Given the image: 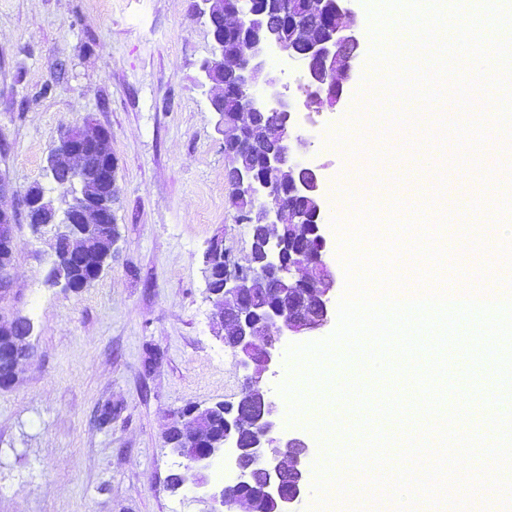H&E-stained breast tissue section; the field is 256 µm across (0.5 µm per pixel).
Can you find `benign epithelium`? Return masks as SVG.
<instances>
[{
    "label": "benign epithelium",
    "mask_w": 512,
    "mask_h": 512,
    "mask_svg": "<svg viewBox=\"0 0 512 512\" xmlns=\"http://www.w3.org/2000/svg\"><path fill=\"white\" fill-rule=\"evenodd\" d=\"M295 0H266L262 13L234 7L236 24L245 34L243 60L235 72V86L240 109L251 116L264 113L274 118L270 135L250 131L251 141L264 156V164L272 179L257 182L250 171L238 165L234 141L237 134L228 129L224 116V92L218 89L216 74L224 69L223 43L213 39L212 56L199 66L198 83L215 90L210 106L216 114V131L224 136V154L229 161L225 179L236 196L247 198L257 205L264 228L260 249L262 264H244L231 256L224 260V290L214 296V305L221 323L232 327V335L223 336L224 345L234 351L236 364L243 374V394L234 401H219L208 406H190L172 417L174 430L192 429L197 422L219 411L224 415V432L218 438H208L197 448H175L173 452L185 460L183 479L197 488L210 489V499L216 505L213 512H297L308 486L310 458L307 444L299 437H290L281 428L280 410L271 398L265 377L276 366L281 340L292 334L303 336L326 325L330 318L331 296L335 278L326 262L328 244L315 224L321 214L322 179L316 167H300L297 159L306 148L301 137L291 138V129L301 108L309 109L317 101L323 81L343 71L349 72L357 57L360 42L358 25L350 21L352 12L336 0L337 10L347 22L330 28L319 39L297 45L283 36L274 19L293 11ZM196 13L213 21L224 12L223 0H194ZM284 58L302 67L306 82L299 98L282 92L277 82L266 75L272 60ZM63 148L52 152L48 162V177L56 179V168L67 172L59 183L64 196L72 198L61 220L52 228L53 251L63 257L62 269L53 268L49 276L58 284L72 289L71 271L90 273L103 270L100 258L103 251L114 245L112 226L115 224L112 206L97 202L91 190L113 183L115 173L108 162H102L88 174L87 163L101 159L112 145V133L86 118L82 124L68 129L61 141ZM301 169L306 179L293 185L294 195L307 207L281 206L276 177L284 171ZM16 194L0 174V247L14 248L13 229L17 207L31 216L44 202L54 198H35L25 193L20 205L7 202ZM310 226L315 236L316 250L307 259L296 255L295 262H280L283 251L298 250L293 228ZM275 282L282 295H294L301 304L294 307L258 305L251 293L254 285ZM32 356L30 338L13 339L5 353L12 377L0 384L11 387L19 366ZM231 457L236 486H244L257 471L265 474L258 491L242 498L233 488L211 486L210 473L215 462Z\"/></svg>",
    "instance_id": "obj_1"
}]
</instances>
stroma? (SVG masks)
I'll list each match as a JSON object with an SVG mask.
<instances>
[{
	"label": "stroma",
	"instance_id": "35a3bbf8",
	"mask_svg": "<svg viewBox=\"0 0 512 512\" xmlns=\"http://www.w3.org/2000/svg\"><path fill=\"white\" fill-rule=\"evenodd\" d=\"M360 56L341 81L346 101L295 130L323 177L321 232L335 273L333 300L346 276L339 257L335 193L356 153L373 168L384 144L398 180L373 185L377 211L407 218L434 204L417 157L470 144L441 125H367L358 112L369 94L372 47L365 0H353ZM213 41L192 0H0V172L17 192L45 183L47 157L63 127L93 117L112 133L120 237L112 264L91 286L53 285L47 239L26 220L0 311L33 325L34 355L19 381L0 389V512H212L192 485L171 490L182 468L166 432L173 412L236 398L241 378L221 339L207 289L204 252L219 238L233 258L250 249L247 225L228 204L224 138L216 132L208 88L197 83ZM159 361L146 367L148 350ZM112 404L109 427L95 420Z\"/></svg>",
	"mask_w": 512,
	"mask_h": 512
}]
</instances>
